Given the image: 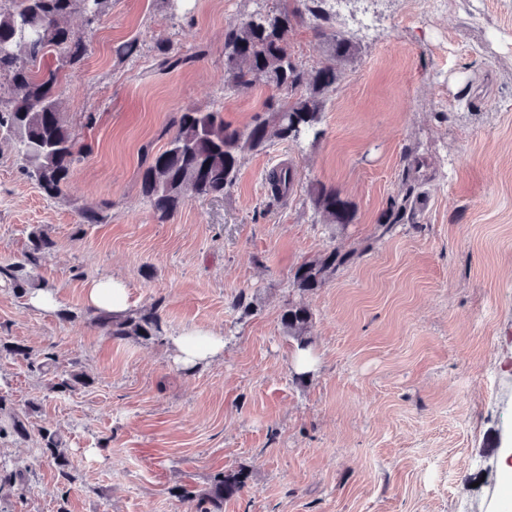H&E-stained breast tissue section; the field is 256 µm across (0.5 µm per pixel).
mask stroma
<instances>
[{"label": "stroma", "mask_w": 512, "mask_h": 512, "mask_svg": "<svg viewBox=\"0 0 512 512\" xmlns=\"http://www.w3.org/2000/svg\"><path fill=\"white\" fill-rule=\"evenodd\" d=\"M283 5L107 0L94 29L66 19L88 51L60 98L90 151L49 199L0 149V266L33 231L56 243L27 270L52 307L0 279V339L91 383L60 393L0 356V396L31 431L59 432L74 475L63 484L35 439L2 438L26 485L0 512H189L173 487L240 468L248 484L224 512H486L512 429V0H345L320 25L293 21L303 68L327 62L334 32L350 41L321 136L243 153L223 196L159 222L141 175L173 118L214 107L243 129L278 98L261 81L225 88L224 37ZM162 42L187 64L159 71ZM284 165L297 178L282 197L268 175ZM317 185L340 190L352 223L314 211ZM409 186L412 217L379 237ZM103 203L105 223H81ZM335 249L359 256L299 291L296 269ZM104 277L126 282L129 308L158 311L157 336L115 341L91 323L86 290ZM291 302L312 314L304 351L280 323ZM194 327L223 334L224 353L188 368L169 344Z\"/></svg>", "instance_id": "35a3bbf8"}]
</instances>
